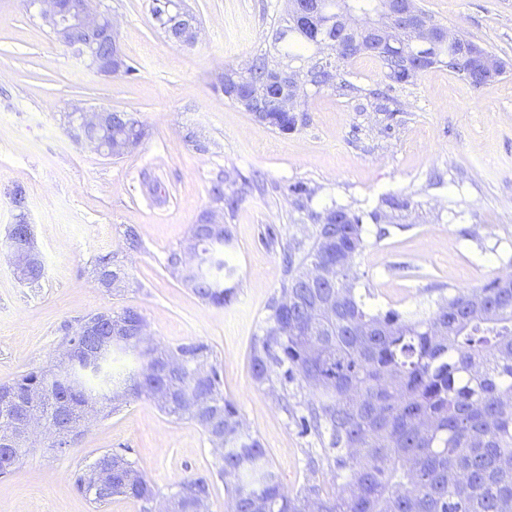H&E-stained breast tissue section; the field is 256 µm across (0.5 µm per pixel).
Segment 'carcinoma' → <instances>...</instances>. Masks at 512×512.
<instances>
[{
	"label": "carcinoma",
	"instance_id": "1",
	"mask_svg": "<svg viewBox=\"0 0 512 512\" xmlns=\"http://www.w3.org/2000/svg\"><path fill=\"white\" fill-rule=\"evenodd\" d=\"M274 53L252 58L250 79L262 80L282 60L312 68L311 88L362 89L339 80L340 72L317 67V45L295 27L291 14L272 34ZM421 53L432 64L447 67L471 84L477 80L457 61L455 46L436 43ZM368 54L377 59L388 89L415 82L403 59L367 48L345 59ZM266 124L286 134L295 130L296 115L269 113ZM147 134L145 125L127 112L118 122L97 132L104 143L122 142L133 149ZM347 213L345 224H317L311 244L286 243L285 278L268 306L269 313L254 338L252 376L260 385L274 379L298 380L311 393L309 400L290 401L283 408L298 417L302 433L321 445L316 467L326 462L332 486L313 481L291 494L269 464L265 448L242 423L234 403L224 397L220 374L200 378L195 364L207 359L202 344L175 348L145 345L139 336L144 317L133 308L112 314V342L131 346L142 361L138 373L116 377L108 370L112 351L93 366L85 364L77 347L48 371H32L0 384L20 396L44 393L41 414L51 420L52 395L65 392L70 401V426L81 434L87 409L111 407L125 397H154L155 384L166 387L172 399L160 405L168 415L187 418L207 439L219 431L223 450L216 454L229 495L227 512H512V273L502 274L480 288H460L424 312L372 311L356 292L355 264L347 263L336 295V317L318 303L320 288L301 287V270L317 257L360 253L364 248L362 218L341 207L309 213L311 221L327 212ZM207 212L192 225L202 274L184 275L180 251L168 256L171 271L201 299L216 305L231 301L233 289L224 283L234 268L224 259V238L206 235ZM331 243L338 252L330 253ZM95 275L124 277L110 254L96 260ZM288 335H279L283 323ZM98 378V388L86 387L84 377ZM191 392L203 401L197 411L184 408L180 398ZM112 464V490L92 496L95 504L114 497L133 498L147 509L156 496L152 482L124 454H104ZM203 478L180 482L168 499L169 512H198L196 501L209 499Z\"/></svg>",
	"mask_w": 512,
	"mask_h": 512
}]
</instances>
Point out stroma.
Returning a JSON list of instances; mask_svg holds the SVG:
<instances>
[{"label":"stroma","mask_w":512,"mask_h":512,"mask_svg":"<svg viewBox=\"0 0 512 512\" xmlns=\"http://www.w3.org/2000/svg\"><path fill=\"white\" fill-rule=\"evenodd\" d=\"M201 23L190 46L169 42L152 0H103L117 20L131 75L95 74L50 35L27 0H0V383L50 366L81 318L138 310L153 343L203 344L221 373L225 398L267 452L285 489L309 479L320 446L281 405V391L258 385L250 353L278 294L281 248L311 241L290 185L365 215V248L356 287L372 310L412 312L457 288L479 287L512 268V71L480 86L442 66L394 90L403 111L331 88L308 92L293 132L252 118L214 87V75L266 49L286 0H186ZM432 17L512 63V0H417ZM83 103L134 114L147 138L117 159L73 142L64 114ZM195 142H188L187 134ZM239 192L225 211L236 270L230 304L199 298L167 267L198 215L214 208L211 188ZM22 188L45 273L22 283L5 241L17 220L10 195ZM404 201L401 209L386 199ZM378 210L381 221L369 220ZM135 228L142 246L128 250ZM112 254L122 288L93 278L96 259ZM41 434L12 473L0 476V512H141L134 499L99 506L74 483L75 471L124 450L160 496L186 479L210 486L211 512H225L224 481L206 435L165 414L152 400L128 399L96 418L78 441L57 449Z\"/></svg>","instance_id":"stroma-1"}]
</instances>
